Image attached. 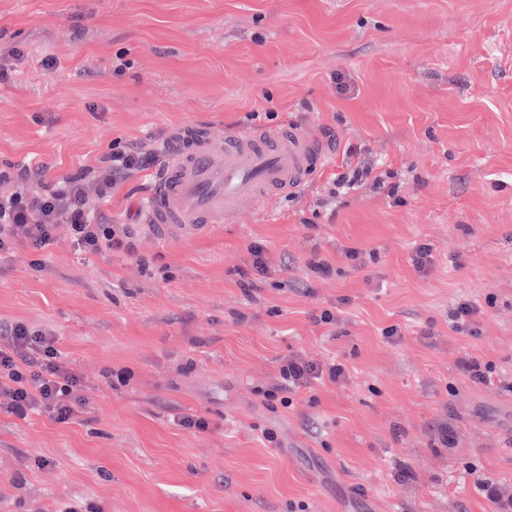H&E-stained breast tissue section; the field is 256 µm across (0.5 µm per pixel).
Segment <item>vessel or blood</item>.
<instances>
[{
  "instance_id": "vessel-or-blood-1",
  "label": "vessel or blood",
  "mask_w": 512,
  "mask_h": 512,
  "mask_svg": "<svg viewBox=\"0 0 512 512\" xmlns=\"http://www.w3.org/2000/svg\"><path fill=\"white\" fill-rule=\"evenodd\" d=\"M227 142L220 165L197 139L170 159L148 197L147 223L181 230L216 223L259 197L297 189L309 169L329 160L321 144L294 131L235 133Z\"/></svg>"
}]
</instances>
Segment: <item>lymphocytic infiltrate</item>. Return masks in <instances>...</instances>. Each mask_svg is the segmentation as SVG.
<instances>
[{
    "instance_id": "lymphocytic-infiltrate-1",
    "label": "lymphocytic infiltrate",
    "mask_w": 512,
    "mask_h": 512,
    "mask_svg": "<svg viewBox=\"0 0 512 512\" xmlns=\"http://www.w3.org/2000/svg\"><path fill=\"white\" fill-rule=\"evenodd\" d=\"M158 156L136 147L113 151L102 195L137 169L155 165ZM42 168L23 167L17 172L0 169V253L10 251L17 239L33 248L49 245L59 220H66L76 245L87 253L112 248L119 238L130 237V229L109 224L99 206L88 199L79 177L58 181L44 188ZM54 338L16 323L0 324V395H6L7 413L23 418L41 408L59 423L73 420L84 401L80 379L64 364ZM345 373L342 364H320L302 358L290 360L282 369L283 382L267 397L289 404L299 388L315 381H338Z\"/></svg>"
}]
</instances>
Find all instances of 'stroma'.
Listing matches in <instances>:
<instances>
[{
  "label": "stroma",
  "instance_id": "1",
  "mask_svg": "<svg viewBox=\"0 0 512 512\" xmlns=\"http://www.w3.org/2000/svg\"><path fill=\"white\" fill-rule=\"evenodd\" d=\"M0 62V164L83 173L134 227L85 254L62 222L0 255V322L52 336L85 397L67 423L0 412V512H493L475 476L512 491V0H0ZM190 128L219 158L278 129L331 161L166 238L139 213L156 169L101 199L115 146ZM362 164L380 186L333 194ZM461 299L477 335L448 328ZM297 355L345 374L269 409ZM461 368L475 383H485L490 381L491 377L496 372L495 366L492 363H481L475 358L461 360Z\"/></svg>",
  "mask_w": 512,
  "mask_h": 512
}]
</instances>
